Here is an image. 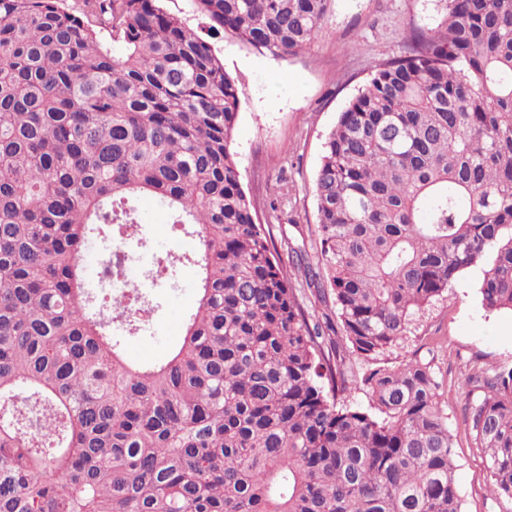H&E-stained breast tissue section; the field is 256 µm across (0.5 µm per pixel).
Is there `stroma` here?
<instances>
[{"label": "stroma", "mask_w": 512, "mask_h": 512, "mask_svg": "<svg viewBox=\"0 0 512 512\" xmlns=\"http://www.w3.org/2000/svg\"><path fill=\"white\" fill-rule=\"evenodd\" d=\"M441 18L440 0H333L317 37L295 56L276 59L229 38L213 39L242 101L233 149L243 188L264 200L282 183L292 196L281 205V221L270 226L280 255L311 245L316 237L313 182L323 142L339 112L375 63L399 53L410 27L432 29ZM136 207L145 231L143 255L196 251L197 238L172 233L170 218L156 200L140 198ZM479 278V271L468 272L453 299L426 308L402 353L419 352L436 371L439 399L454 435L463 512H497L492 479L472 444L464 408L479 397L467 384L474 367L512 366V315L482 309ZM173 281V286L158 285L151 291L157 311L150 334L118 331L130 361H162L179 341L184 318L197 299L195 268L177 266Z\"/></svg>", "instance_id": "1"}]
</instances>
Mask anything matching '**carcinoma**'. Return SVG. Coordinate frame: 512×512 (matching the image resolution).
Instances as JSON below:
<instances>
[{"label":"carcinoma","instance_id":"1","mask_svg":"<svg viewBox=\"0 0 512 512\" xmlns=\"http://www.w3.org/2000/svg\"><path fill=\"white\" fill-rule=\"evenodd\" d=\"M159 2L0 0V512H462L432 364L388 357L473 267L482 307L512 312V0H442L438 29L373 67L323 143L296 278L241 183L236 82ZM332 2L194 0L273 58ZM143 196L198 238V299L137 364L82 259ZM468 385L512 512V367Z\"/></svg>","mask_w":512,"mask_h":512}]
</instances>
